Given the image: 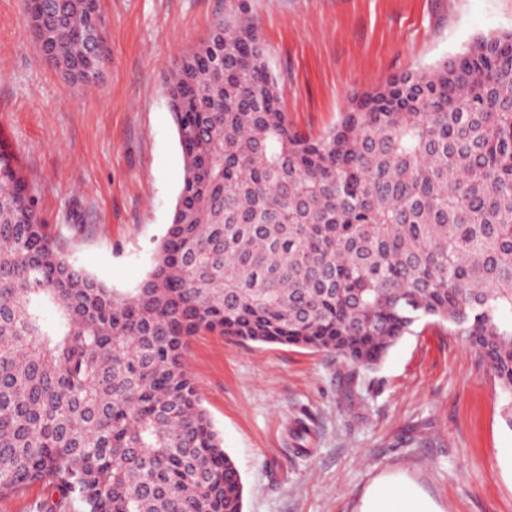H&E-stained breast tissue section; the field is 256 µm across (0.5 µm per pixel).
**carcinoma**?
Listing matches in <instances>:
<instances>
[{"instance_id": "1", "label": "carcinoma", "mask_w": 512, "mask_h": 512, "mask_svg": "<svg viewBox=\"0 0 512 512\" xmlns=\"http://www.w3.org/2000/svg\"><path fill=\"white\" fill-rule=\"evenodd\" d=\"M68 2L56 49L79 62L100 0ZM167 94L183 184L131 293L70 262L0 158V496L243 512L187 368L201 332L375 370L435 319L484 356L512 428V33L354 94L313 137L255 27L218 15Z\"/></svg>"}]
</instances>
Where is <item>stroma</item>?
Segmentation results:
<instances>
[{"mask_svg":"<svg viewBox=\"0 0 512 512\" xmlns=\"http://www.w3.org/2000/svg\"><path fill=\"white\" fill-rule=\"evenodd\" d=\"M95 84L49 67L22 0H0V156L77 266L123 292L151 269L183 183L167 96L215 15L248 18L292 125L316 136L351 92L512 30V0H101ZM187 365L245 486L243 512H366L386 484L430 512H512L505 397L464 337L432 320L376 371L313 349L195 336ZM310 429L295 448L297 422Z\"/></svg>","mask_w":512,"mask_h":512,"instance_id":"stroma-1","label":"stroma"}]
</instances>
